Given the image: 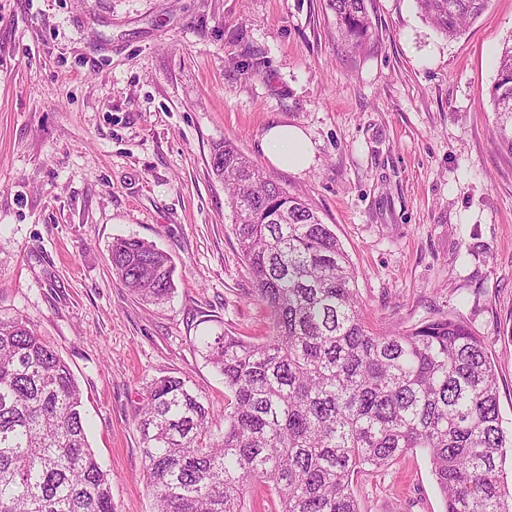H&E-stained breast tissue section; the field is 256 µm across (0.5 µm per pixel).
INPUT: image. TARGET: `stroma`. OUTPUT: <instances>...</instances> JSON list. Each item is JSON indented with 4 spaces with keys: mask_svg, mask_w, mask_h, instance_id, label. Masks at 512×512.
I'll list each match as a JSON object with an SVG mask.
<instances>
[{
    "mask_svg": "<svg viewBox=\"0 0 512 512\" xmlns=\"http://www.w3.org/2000/svg\"><path fill=\"white\" fill-rule=\"evenodd\" d=\"M368 10L355 49L324 0H0V316L29 319L70 365L116 512H152L149 383L187 378L223 428L224 379L198 339L271 332L210 164L226 140L329 224L371 329L460 316L483 337L512 431V155L489 96L512 0L453 38L416 0ZM275 124L306 133L307 169L271 164ZM129 235L173 260L163 306L109 269ZM352 490L361 512H443L419 450Z\"/></svg>",
    "mask_w": 512,
    "mask_h": 512,
    "instance_id": "stroma-1",
    "label": "stroma"
}]
</instances>
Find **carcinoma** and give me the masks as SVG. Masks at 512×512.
<instances>
[{
  "label": "carcinoma",
  "mask_w": 512,
  "mask_h": 512,
  "mask_svg": "<svg viewBox=\"0 0 512 512\" xmlns=\"http://www.w3.org/2000/svg\"><path fill=\"white\" fill-rule=\"evenodd\" d=\"M342 38L368 37L367 0H325ZM489 0H417L457 35ZM495 135L512 154V42L490 90ZM232 233L269 310L261 342L209 336L205 358L224 377V429L181 376L147 386L137 415L153 512H245L265 484L278 512H360L350 486L367 467L420 448L444 512H512L496 369L459 316L377 334L366 326L356 271L329 225L231 142L215 145ZM112 273L142 300L174 293L166 252L136 237L109 249ZM0 512H115L92 450L83 392L70 365L23 317H0Z\"/></svg>",
  "instance_id": "obj_1"
}]
</instances>
